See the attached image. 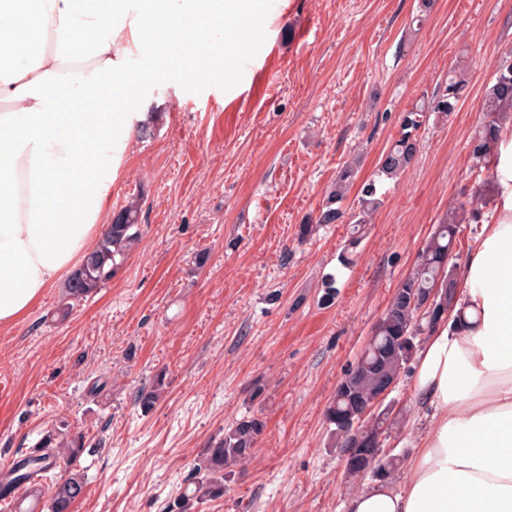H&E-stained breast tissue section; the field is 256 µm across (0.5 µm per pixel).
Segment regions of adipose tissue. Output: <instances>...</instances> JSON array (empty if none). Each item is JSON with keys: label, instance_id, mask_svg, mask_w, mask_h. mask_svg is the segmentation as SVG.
I'll use <instances>...</instances> for the list:
<instances>
[{"label": "adipose tissue", "instance_id": "1", "mask_svg": "<svg viewBox=\"0 0 512 512\" xmlns=\"http://www.w3.org/2000/svg\"><path fill=\"white\" fill-rule=\"evenodd\" d=\"M193 38L169 60L202 80L216 63L211 18L233 39L266 20L257 0H0V325L21 320L70 275L112 216V182L139 90L132 70L152 16ZM501 193L472 248L448 324L412 373L430 416L399 483L376 482L348 512H512V128L496 165Z\"/></svg>", "mask_w": 512, "mask_h": 512}]
</instances>
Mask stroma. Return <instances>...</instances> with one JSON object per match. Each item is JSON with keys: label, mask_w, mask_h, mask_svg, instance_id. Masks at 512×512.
<instances>
[{"label": "stroma", "mask_w": 512, "mask_h": 512, "mask_svg": "<svg viewBox=\"0 0 512 512\" xmlns=\"http://www.w3.org/2000/svg\"><path fill=\"white\" fill-rule=\"evenodd\" d=\"M265 3L268 29L232 46L228 70L204 82L161 70L143 88L157 119L129 138L112 185L113 210L139 199L142 238L116 276L66 321L53 319L58 284L0 326V466L46 434L83 432L74 512H165L202 449L245 416L265 423L251 459L192 512H346L324 411L434 224L478 187L468 144L512 47V0H433L417 27L420 0ZM459 56L468 97L430 117L411 166L381 183L354 264L339 262L350 225L299 241L338 168L354 159L369 178L399 113ZM160 372L167 387L143 410ZM384 404L401 415L384 446L408 460L430 422L410 374Z\"/></svg>", "instance_id": "stroma-1"}]
</instances>
